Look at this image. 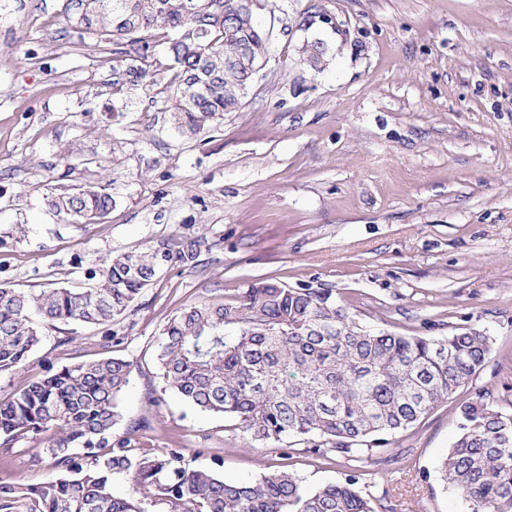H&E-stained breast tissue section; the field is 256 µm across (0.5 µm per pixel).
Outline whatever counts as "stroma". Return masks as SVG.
Instances as JSON below:
<instances>
[{"label":"stroma","instance_id":"1","mask_svg":"<svg viewBox=\"0 0 512 512\" xmlns=\"http://www.w3.org/2000/svg\"><path fill=\"white\" fill-rule=\"evenodd\" d=\"M279 5L258 14L273 56L243 107L186 137L144 85L113 94L111 55L61 33L63 0H0V283L80 287L113 255L201 242L111 324H42L29 368L0 371V400L46 365L109 355L132 363L113 441L185 448L186 466L227 480L279 469L309 490L343 480L345 457L291 439L250 447L231 420L177 398L157 362L184 304L271 278L330 288L370 329L489 336L471 383L366 456L357 484L377 512H468L439 473L457 408L481 395L512 414V0ZM315 12L333 25L304 27ZM307 40L324 44L318 63L302 58ZM87 181L116 200L103 223L46 208ZM58 475L40 444L0 451V481Z\"/></svg>","mask_w":512,"mask_h":512}]
</instances>
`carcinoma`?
Wrapping results in <instances>:
<instances>
[{
	"mask_svg": "<svg viewBox=\"0 0 512 512\" xmlns=\"http://www.w3.org/2000/svg\"><path fill=\"white\" fill-rule=\"evenodd\" d=\"M240 0H64L67 28L114 46V69L150 84L167 99L184 135L207 131L236 112L249 90L248 71L271 38L256 24L233 29L226 16ZM116 201L106 187L80 183L46 196V206L78 224H98ZM200 240L177 253L159 246L124 252L90 271L86 288L27 292L0 283V371L24 370L40 341L31 318L103 325L128 311L170 261H191ZM491 353L478 329L442 339L372 331L355 322L333 290L247 282L224 303H188L163 326L158 361L167 386L201 410L236 422L250 442L294 438L359 457L382 447L469 384ZM131 363L113 357L76 362L22 385L0 400L3 445L26 440L61 475L38 484L0 483V512H376L355 489L360 476L307 491L286 470L252 481H226L182 465L174 448L110 443L117 399ZM461 432L440 465L443 481L469 512H512V416L478 396L459 406ZM130 475L125 496L112 475Z\"/></svg>",
	"mask_w": 512,
	"mask_h": 512,
	"instance_id": "cac0c4a2",
	"label": "carcinoma"
}]
</instances>
